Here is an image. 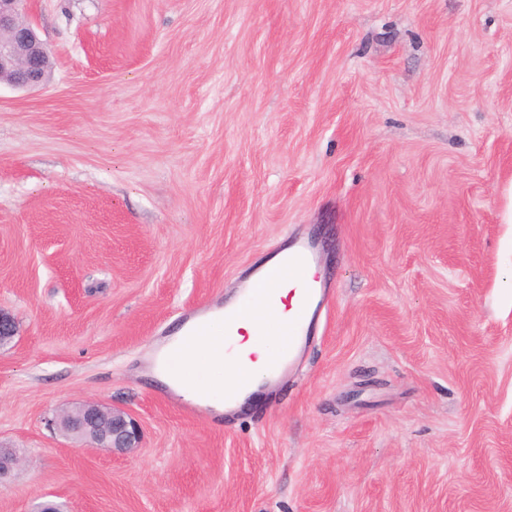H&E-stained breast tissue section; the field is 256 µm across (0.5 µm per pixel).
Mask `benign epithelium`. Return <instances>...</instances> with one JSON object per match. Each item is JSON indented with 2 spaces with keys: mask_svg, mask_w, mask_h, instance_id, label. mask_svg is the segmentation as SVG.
Listing matches in <instances>:
<instances>
[{
  "mask_svg": "<svg viewBox=\"0 0 512 512\" xmlns=\"http://www.w3.org/2000/svg\"><path fill=\"white\" fill-rule=\"evenodd\" d=\"M25 0H0V83L19 88L40 84L45 77L48 51L32 25L22 19ZM60 429L93 448L126 451L141 443L137 422L127 413L84 405L79 414L63 415Z\"/></svg>",
  "mask_w": 512,
  "mask_h": 512,
  "instance_id": "benign-epithelium-1",
  "label": "benign epithelium"
}]
</instances>
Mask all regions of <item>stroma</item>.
<instances>
[{
	"instance_id": "stroma-1",
	"label": "stroma",
	"mask_w": 512,
	"mask_h": 512,
	"mask_svg": "<svg viewBox=\"0 0 512 512\" xmlns=\"http://www.w3.org/2000/svg\"><path fill=\"white\" fill-rule=\"evenodd\" d=\"M0 86V512H512V0H29ZM330 288L234 419L152 356L289 237ZM87 403L125 453L53 425ZM25 0H0V83L25 88L45 77L48 51L32 25L22 19ZM103 421L110 420L105 427ZM60 429L90 444L93 448L126 451L141 443L142 434L137 422L127 413L103 409L95 404L84 405L77 416L67 413L59 420Z\"/></svg>"
}]
</instances>
